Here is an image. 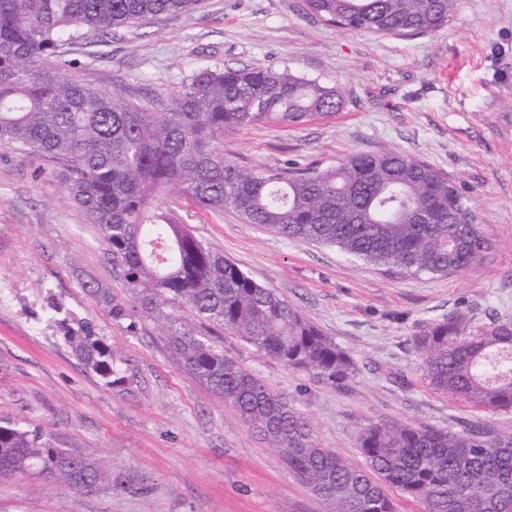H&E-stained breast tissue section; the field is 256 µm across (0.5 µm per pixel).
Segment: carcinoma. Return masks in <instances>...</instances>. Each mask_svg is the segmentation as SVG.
I'll return each instance as SVG.
<instances>
[{"instance_id": "obj_1", "label": "carcinoma", "mask_w": 512, "mask_h": 512, "mask_svg": "<svg viewBox=\"0 0 512 512\" xmlns=\"http://www.w3.org/2000/svg\"><path fill=\"white\" fill-rule=\"evenodd\" d=\"M198 0H0V144L33 150L60 169L71 200L97 226L113 267L147 312L184 308L255 350L321 381L355 373L338 346L275 291L252 280L188 229L154 208L174 192L201 207L230 208L250 224L332 245L407 273L474 269L488 242L468 199L434 166L396 150L357 151L323 170L242 168L216 144L228 129L299 124L342 106L334 86L288 69L203 67L169 112L119 89L94 91L63 75L66 48ZM326 24L353 33L411 37L448 22L458 0H306ZM86 291L128 317L99 283ZM64 314L63 338L104 385L125 384L117 346ZM184 370L231 404L278 449L334 512H395L386 488L423 512H512V435L480 423L460 431L371 424L358 445L368 469L316 442L310 423L235 358L176 334ZM430 386L483 412L512 409V320L474 326L454 312L414 337ZM41 476L93 492L112 474L91 454L51 445L40 429L0 420V478Z\"/></svg>"}]
</instances>
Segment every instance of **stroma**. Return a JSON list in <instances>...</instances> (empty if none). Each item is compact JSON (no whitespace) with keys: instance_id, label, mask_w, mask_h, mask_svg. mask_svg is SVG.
<instances>
[{"instance_id":"stroma-1","label":"stroma","mask_w":512,"mask_h":512,"mask_svg":"<svg viewBox=\"0 0 512 512\" xmlns=\"http://www.w3.org/2000/svg\"><path fill=\"white\" fill-rule=\"evenodd\" d=\"M66 71L87 87L171 96L202 66H270L337 87L341 111L295 125L225 131L242 167L317 168L353 151L395 149L447 173L489 242L473 272L398 274L313 241L249 224L232 210L169 195L155 206L213 252L274 289L340 347L357 372L332 386L289 368L184 309L145 313L112 267L95 225L58 169L0 145V419L93 454L112 484L90 493L38 478L0 479V512H332L237 410L186 374L169 330L233 356L311 423L320 447L365 467L373 423L512 435V410L488 414L432 390L413 338L448 314L512 319V0H458L447 25L410 38L326 26L306 0H199L192 14L113 30ZM93 280L130 311L114 320ZM56 298L115 341L133 375L103 385L62 339Z\"/></svg>"}]
</instances>
